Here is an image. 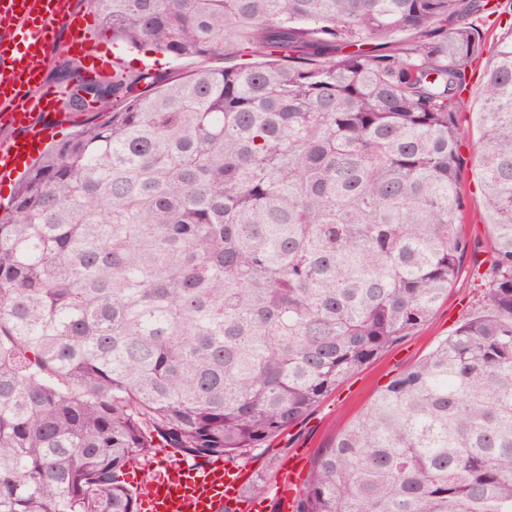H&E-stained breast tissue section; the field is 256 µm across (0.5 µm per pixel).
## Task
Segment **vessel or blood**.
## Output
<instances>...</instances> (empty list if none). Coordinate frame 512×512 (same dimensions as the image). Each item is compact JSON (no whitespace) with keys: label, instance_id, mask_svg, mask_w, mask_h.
Here are the masks:
<instances>
[{"label":"vessel or blood","instance_id":"1","mask_svg":"<svg viewBox=\"0 0 512 512\" xmlns=\"http://www.w3.org/2000/svg\"><path fill=\"white\" fill-rule=\"evenodd\" d=\"M74 0H0V127L12 130L0 142V176L19 172L48 145L52 131L63 124L56 110L62 92L42 83L40 75L58 47L76 53L84 62L83 76L96 81L110 75L121 59L103 53L100 44L76 22ZM70 38L59 42V29ZM293 457L283 473L276 498L289 512L300 475ZM251 473L225 461H175L156 469L144 497L146 512H265L264 502L247 496Z\"/></svg>","mask_w":512,"mask_h":512}]
</instances>
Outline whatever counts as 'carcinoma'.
Masks as SVG:
<instances>
[{
  "label": "carcinoma",
  "instance_id": "obj_1",
  "mask_svg": "<svg viewBox=\"0 0 512 512\" xmlns=\"http://www.w3.org/2000/svg\"><path fill=\"white\" fill-rule=\"evenodd\" d=\"M175 60L75 83L111 111L0 212V512H138L161 448L235 461L448 297L476 0H84ZM418 38L387 49L368 39ZM481 298L316 451L294 512H512V41L487 67ZM124 53V67L122 71L119 73H124L128 70V65L131 62H135L137 60H133V58H143L145 61H138V65L131 64L134 67L143 68L145 65L153 66V62L158 63V66L162 67L167 71H174L175 74H187L193 70L198 68H214V69H223L228 67H234L243 62L242 58H240L237 54L226 52L224 56H209L203 58H189L172 61L169 59L163 58L161 55H153L151 53L144 55L143 52H125Z\"/></svg>",
  "mask_w": 512,
  "mask_h": 512
}]
</instances>
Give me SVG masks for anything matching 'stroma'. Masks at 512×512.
<instances>
[{
	"instance_id": "stroma-1",
	"label": "stroma",
	"mask_w": 512,
	"mask_h": 512,
	"mask_svg": "<svg viewBox=\"0 0 512 512\" xmlns=\"http://www.w3.org/2000/svg\"><path fill=\"white\" fill-rule=\"evenodd\" d=\"M499 2L500 7L496 11L486 10L474 18L484 38V54L481 65L466 73L461 94L463 104L456 114V123L463 132L459 143L461 186L467 217L463 232L484 250L490 247L492 219L480 185L476 156V143L480 137L483 66L492 61L500 41L512 38V0ZM479 296L478 282L472 276L471 266L463 264L447 300L437 307L427 322L345 380L296 424L272 438L263 448L241 458V465L252 469L253 481L265 485V498H272V489L279 481L288 458L299 455L304 461H312L317 449L326 447L341 429L366 411L380 389L424 357L440 338L451 334Z\"/></svg>"
}]
</instances>
